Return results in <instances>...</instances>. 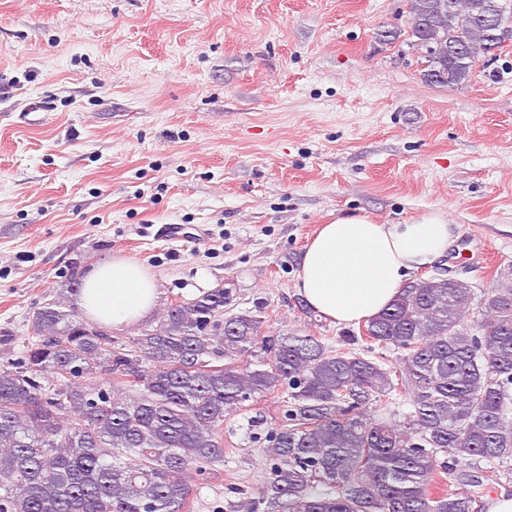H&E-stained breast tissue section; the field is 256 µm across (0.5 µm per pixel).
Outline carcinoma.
I'll use <instances>...</instances> for the list:
<instances>
[{
  "mask_svg": "<svg viewBox=\"0 0 512 512\" xmlns=\"http://www.w3.org/2000/svg\"><path fill=\"white\" fill-rule=\"evenodd\" d=\"M421 76L462 86L512 24V0H409ZM232 289L178 301L116 344L53 300L0 362V512H189L188 482L218 476L224 418L285 391L267 480L224 512H478L461 470L512 459V283L481 295L445 271L406 283L336 351L262 334ZM400 352L391 362L384 351ZM401 397V421L361 410Z\"/></svg>",
  "mask_w": 512,
  "mask_h": 512,
  "instance_id": "carcinoma-1",
  "label": "carcinoma"
}]
</instances>
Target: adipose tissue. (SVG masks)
Returning a JSON list of instances; mask_svg holds the SVG:
<instances>
[{
  "label": "adipose tissue",
  "mask_w": 512,
  "mask_h": 512,
  "mask_svg": "<svg viewBox=\"0 0 512 512\" xmlns=\"http://www.w3.org/2000/svg\"><path fill=\"white\" fill-rule=\"evenodd\" d=\"M454 235L441 209L405 224H381L366 214L336 217L306 247L296 288L331 321L368 320L388 307L412 272L442 256ZM158 302L155 276L120 257L93 269L78 296L88 319L112 328L138 324Z\"/></svg>",
  "instance_id": "obj_1"
}]
</instances>
